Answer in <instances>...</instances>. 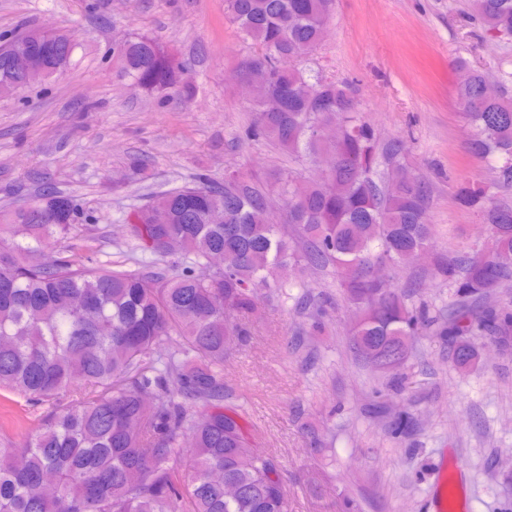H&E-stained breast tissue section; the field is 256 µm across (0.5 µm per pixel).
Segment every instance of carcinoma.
Returning a JSON list of instances; mask_svg holds the SVG:
<instances>
[{"instance_id": "cac0c4a2", "label": "carcinoma", "mask_w": 512, "mask_h": 512, "mask_svg": "<svg viewBox=\"0 0 512 512\" xmlns=\"http://www.w3.org/2000/svg\"><path fill=\"white\" fill-rule=\"evenodd\" d=\"M333 0H226L227 14L261 46L240 74L264 68L254 86L247 135L272 142L308 164L335 156L330 183L281 173L291 244L265 205V191L239 168L215 183L205 174L156 192L130 214V236L167 269H133L39 261L44 246L67 237L78 219L71 198L52 188L33 211H0V391L48 404L39 425L0 438V512H288L278 460L260 448L238 408L224 405V355L248 329L239 318L258 308L261 291L282 288L278 271L297 250L307 265L336 269L357 319L348 341L355 357L376 363L411 345L422 327L454 336L461 369L476 360L475 336L508 340L512 308L472 318V304L512 283V207L481 188L461 193L480 209L491 248L437 260L436 274L456 288L454 317L408 306L406 295L373 268L406 264L430 248L428 186L398 171L397 143L382 145L359 115L350 87L307 69L322 41ZM486 30L512 35V0H473ZM39 29L0 34V94L61 74L76 44L59 32L63 53L46 75L21 77L8 59ZM124 76L165 99L193 98L186 64L158 40L112 46ZM457 103L472 127L469 152L499 156V183L512 185V101L488 93L489 77L461 59ZM333 126L331 141L317 128ZM201 192L210 211L183 207ZM216 253L224 267L198 275ZM75 396L69 405L58 395ZM241 489L224 496V483Z\"/></svg>"}]
</instances>
